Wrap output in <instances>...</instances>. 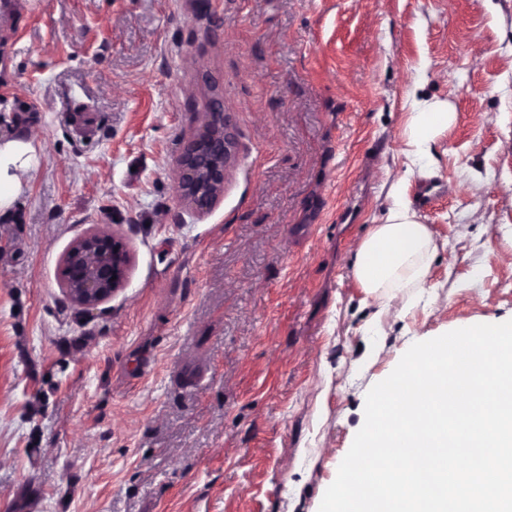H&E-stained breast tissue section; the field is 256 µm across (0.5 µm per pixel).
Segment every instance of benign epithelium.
I'll use <instances>...</instances> for the list:
<instances>
[{"mask_svg":"<svg viewBox=\"0 0 512 512\" xmlns=\"http://www.w3.org/2000/svg\"><path fill=\"white\" fill-rule=\"evenodd\" d=\"M234 136L224 131V163L208 165L209 181L222 185L226 179L234 154ZM178 191L184 193V186L197 177V168L188 158V152L181 153L178 163ZM95 261L81 275L80 294L64 290L66 296L84 310L90 311L109 300L127 282L130 256L123 239L116 235L99 234Z\"/></svg>","mask_w":512,"mask_h":512,"instance_id":"obj_1","label":"benign epithelium"}]
</instances>
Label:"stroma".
Instances as JSON below:
<instances>
[{
    "instance_id": "stroma-1",
    "label": "stroma",
    "mask_w": 512,
    "mask_h": 512,
    "mask_svg": "<svg viewBox=\"0 0 512 512\" xmlns=\"http://www.w3.org/2000/svg\"><path fill=\"white\" fill-rule=\"evenodd\" d=\"M19 3L0 132L42 151L0 216V512H318L409 339L512 320V0ZM203 70L237 153L199 214L177 159ZM434 100L457 120L427 171L399 134ZM400 176L439 250L376 332L349 244ZM92 231L132 269L87 314L61 269Z\"/></svg>"
}]
</instances>
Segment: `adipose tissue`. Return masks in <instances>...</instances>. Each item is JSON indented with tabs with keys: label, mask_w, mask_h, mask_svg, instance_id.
Here are the masks:
<instances>
[{
	"label": "adipose tissue",
	"mask_w": 512,
	"mask_h": 512,
	"mask_svg": "<svg viewBox=\"0 0 512 512\" xmlns=\"http://www.w3.org/2000/svg\"><path fill=\"white\" fill-rule=\"evenodd\" d=\"M455 119L456 114L446 101L428 102L420 111L409 113L401 133L408 153L430 158L435 139ZM40 154L41 144L35 134L0 137L1 211L11 208L27 190ZM390 195L393 204L385 223L375 225L353 245V276L365 298L375 306L372 322L377 326L392 315L394 298L425 281L438 250L430 227L418 221L404 199L400 182L392 183Z\"/></svg>",
	"instance_id": "obj_1"
}]
</instances>
